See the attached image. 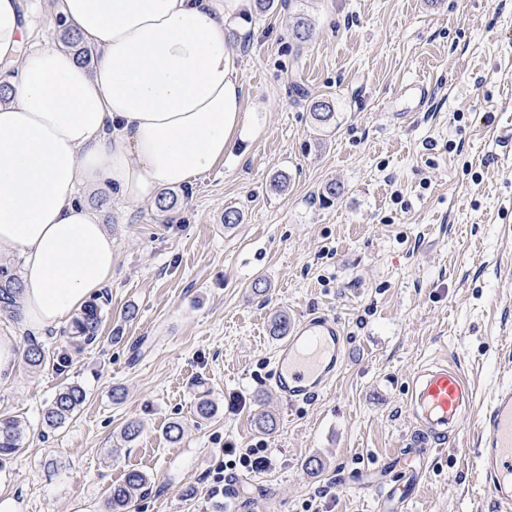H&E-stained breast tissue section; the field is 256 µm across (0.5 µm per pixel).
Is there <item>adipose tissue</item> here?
I'll use <instances>...</instances> for the list:
<instances>
[{
  "label": "adipose tissue",
  "mask_w": 512,
  "mask_h": 512,
  "mask_svg": "<svg viewBox=\"0 0 512 512\" xmlns=\"http://www.w3.org/2000/svg\"><path fill=\"white\" fill-rule=\"evenodd\" d=\"M251 0H57L93 68L42 41L24 0H0V253L22 264L34 331L67 321L112 278L114 241L81 191L125 204L191 183L248 129L227 51Z\"/></svg>",
  "instance_id": "obj_1"
}]
</instances>
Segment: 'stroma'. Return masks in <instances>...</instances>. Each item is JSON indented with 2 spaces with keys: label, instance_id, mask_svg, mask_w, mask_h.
<instances>
[{
  "label": "stroma",
  "instance_id": "1",
  "mask_svg": "<svg viewBox=\"0 0 512 512\" xmlns=\"http://www.w3.org/2000/svg\"><path fill=\"white\" fill-rule=\"evenodd\" d=\"M299 9L312 20L301 44L287 33ZM228 49L249 114L231 154L165 213L84 194L114 239L112 279L93 297L102 325L87 344L59 326L23 333L48 361H19L0 381V418L17 420L23 446L0 462V494L16 512H108L109 487L139 469L150 485L129 512H226L205 497L219 474L239 512H377L357 473L405 447L413 374L449 361L474 411L409 512H494L472 448L512 377V155L496 140L512 121V0H279L231 31ZM314 96L335 107L329 129L313 123ZM330 182L342 194L327 200ZM230 208L243 213L232 228ZM279 312L334 317L347 338L342 373L312 402L288 404L268 385ZM70 383L84 405L45 428ZM203 397L217 404L206 419ZM263 414L271 433L256 427ZM131 421L141 433L127 443ZM260 440L273 467L227 469L228 449Z\"/></svg>",
  "mask_w": 512,
  "mask_h": 512
}]
</instances>
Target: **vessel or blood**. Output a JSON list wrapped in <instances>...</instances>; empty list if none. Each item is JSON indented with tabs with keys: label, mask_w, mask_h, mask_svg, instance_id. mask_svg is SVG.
Listing matches in <instances>:
<instances>
[{
	"label": "vessel or blood",
	"mask_w": 512,
	"mask_h": 512,
	"mask_svg": "<svg viewBox=\"0 0 512 512\" xmlns=\"http://www.w3.org/2000/svg\"><path fill=\"white\" fill-rule=\"evenodd\" d=\"M346 358L345 336L326 315L303 317L278 348L269 381L291 402H310L333 384ZM407 413L415 428L399 458L406 482L391 483L382 469H367L358 480L374 488L378 512H407L436 445L453 440L473 405V391L460 370L447 362L421 367L408 386ZM473 453L495 512H512V381L496 386L480 421Z\"/></svg>",
	"instance_id": "1"
}]
</instances>
